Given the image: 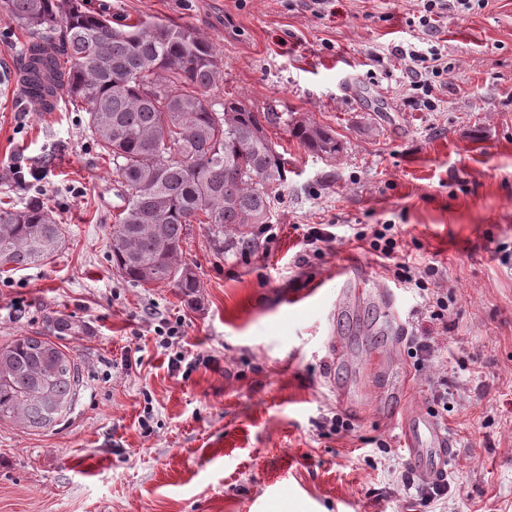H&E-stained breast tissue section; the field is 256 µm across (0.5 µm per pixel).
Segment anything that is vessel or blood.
<instances>
[{"instance_id":"vessel-or-blood-1","label":"vessel or blood","mask_w":512,"mask_h":512,"mask_svg":"<svg viewBox=\"0 0 512 512\" xmlns=\"http://www.w3.org/2000/svg\"><path fill=\"white\" fill-rule=\"evenodd\" d=\"M407 336L404 325H397L392 346L384 352H375L365 362L371 398L363 401V408L376 407L377 398L400 387L410 392L412 372L404 364L402 345ZM401 441L408 450L409 467L416 479L430 482L446 475L455 459L456 440L449 428L429 410L416 407L404 413Z\"/></svg>"}]
</instances>
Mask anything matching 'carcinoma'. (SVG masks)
<instances>
[{
    "label": "carcinoma",
    "mask_w": 512,
    "mask_h": 512,
    "mask_svg": "<svg viewBox=\"0 0 512 512\" xmlns=\"http://www.w3.org/2000/svg\"><path fill=\"white\" fill-rule=\"evenodd\" d=\"M35 53L32 71L47 93L65 88L81 102L98 153L112 161L117 203L112 263L134 285L169 284L195 294V271L179 263L194 224L216 238L244 239L266 224L273 192L286 180L267 133L271 119L224 97L218 56L187 25L137 21L113 25L82 0H0ZM293 136L331 156L336 134L297 125ZM63 227L41 203L0 206V267L27 269L54 256ZM75 359L59 345L19 336L0 348V421L32 430L57 422L73 404Z\"/></svg>",
    "instance_id": "1"
}]
</instances>
